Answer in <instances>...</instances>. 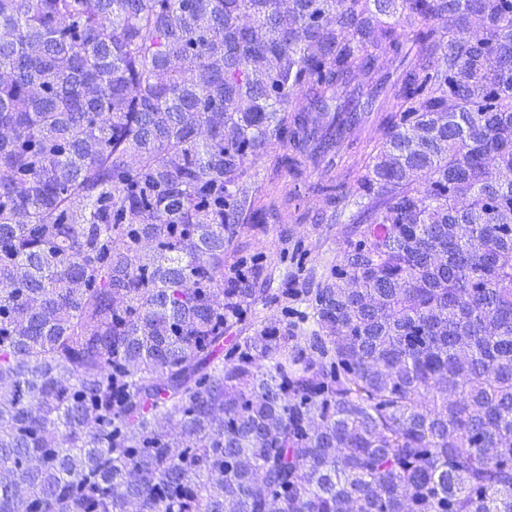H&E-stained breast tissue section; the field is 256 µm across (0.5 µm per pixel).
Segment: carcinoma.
<instances>
[{
    "label": "carcinoma",
    "instance_id": "1",
    "mask_svg": "<svg viewBox=\"0 0 512 512\" xmlns=\"http://www.w3.org/2000/svg\"><path fill=\"white\" fill-rule=\"evenodd\" d=\"M363 68L317 191L370 221L254 330L239 236ZM130 505L512 512V0H0V512Z\"/></svg>",
    "mask_w": 512,
    "mask_h": 512
}]
</instances>
